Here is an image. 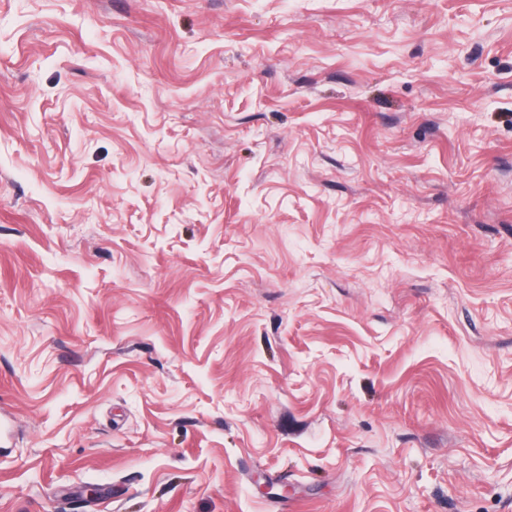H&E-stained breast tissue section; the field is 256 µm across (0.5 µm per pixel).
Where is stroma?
I'll list each match as a JSON object with an SVG mask.
<instances>
[{
	"label": "stroma",
	"mask_w": 512,
	"mask_h": 512,
	"mask_svg": "<svg viewBox=\"0 0 512 512\" xmlns=\"http://www.w3.org/2000/svg\"><path fill=\"white\" fill-rule=\"evenodd\" d=\"M0 512H512V0H0Z\"/></svg>",
	"instance_id": "obj_1"
}]
</instances>
